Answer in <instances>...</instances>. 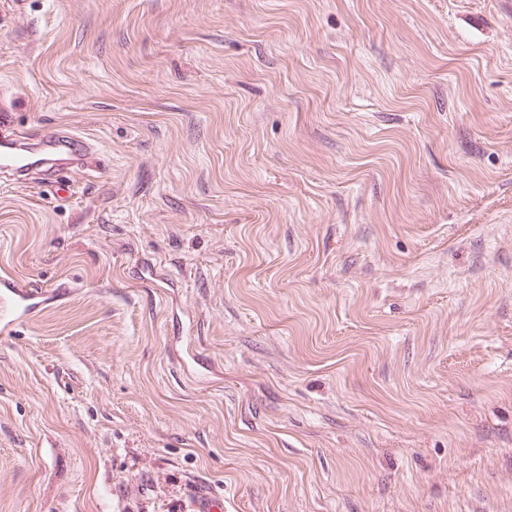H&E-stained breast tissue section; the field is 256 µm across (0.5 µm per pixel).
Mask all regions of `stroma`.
Listing matches in <instances>:
<instances>
[{"label": "stroma", "instance_id": "35a3bbf8", "mask_svg": "<svg viewBox=\"0 0 512 512\" xmlns=\"http://www.w3.org/2000/svg\"><path fill=\"white\" fill-rule=\"evenodd\" d=\"M0 512H512V0H0ZM38 148L29 150L16 139L0 142V172L9 174V180L23 182L25 176L44 166L39 164L48 156L67 155L75 166L72 169L97 167L94 143L85 137L66 130H49L37 135ZM48 299L38 285L21 284L12 277H0V334L9 336L41 311Z\"/></svg>", "mask_w": 512, "mask_h": 512}]
</instances>
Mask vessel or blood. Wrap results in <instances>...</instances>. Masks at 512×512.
Returning a JSON list of instances; mask_svg holds the SVG:
<instances>
[{"label": "vessel or blood", "instance_id": "1", "mask_svg": "<svg viewBox=\"0 0 512 512\" xmlns=\"http://www.w3.org/2000/svg\"><path fill=\"white\" fill-rule=\"evenodd\" d=\"M66 155L76 168L97 166L99 159L93 142L66 130H49L40 133L37 149L31 150L14 139L0 141V172L11 180L24 181L27 174L39 170L46 157ZM48 299L42 287L22 284L9 276L0 277V334L15 333L35 314L41 311Z\"/></svg>", "mask_w": 512, "mask_h": 512}]
</instances>
